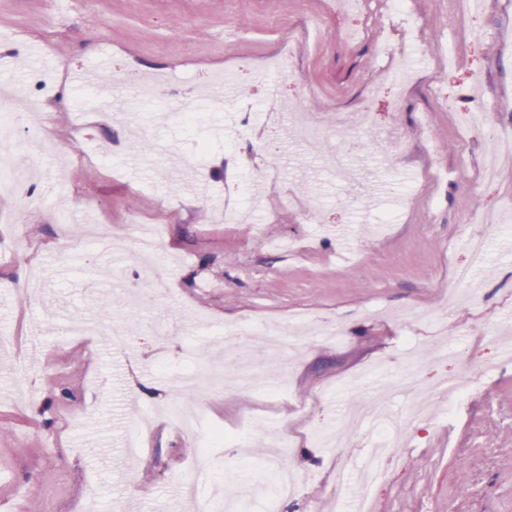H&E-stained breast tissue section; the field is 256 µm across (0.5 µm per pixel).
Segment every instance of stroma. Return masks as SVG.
<instances>
[{"mask_svg": "<svg viewBox=\"0 0 512 512\" xmlns=\"http://www.w3.org/2000/svg\"><path fill=\"white\" fill-rule=\"evenodd\" d=\"M48 40L52 53L31 54ZM285 48L289 69H267ZM103 59L116 80L167 79L138 104L137 123L88 128L80 149L70 113L98 87H69V109L54 119L57 154L17 194L0 195V213L24 212L21 223H0V512H154L159 500L166 512H191L178 481L199 466L223 481L237 512H304L313 502L341 512L371 451L343 417L358 397L352 381L373 367L394 376L411 353L435 386L463 371L485 377L454 417L441 395L428 397L433 422L398 449L373 512H512V358L502 350L512 340V166L493 183L481 178L493 134L512 136V0H486L465 24L458 0H407L402 13L390 0L354 9L338 0H0L5 89ZM401 59L411 64L402 82L392 75ZM232 70L236 96L207 98L211 75ZM272 83L289 111L316 113L327 131L337 114L366 108L372 124L298 145L285 119L270 151L260 132ZM471 110L485 125L466 134ZM143 130L173 154L131 165L127 147ZM111 141L119 147L108 164L92 158ZM261 178L272 193L258 205L251 186ZM227 201L240 205V222H216ZM386 213L394 223L376 224ZM137 222L165 227L139 281L167 278L172 293L143 309H103L105 244H129ZM475 235L486 239V261L469 293L449 300L451 266L467 263ZM300 311L337 321L344 340L312 334L281 355L288 390L260 427H244L253 393L225 386L203 398L207 425L241 433L245 455L204 454L156 416L174 376L223 367L225 326L284 324ZM64 316L104 333L71 339ZM149 320L183 329L164 338L142 329ZM115 329L140 355L114 361L106 335ZM144 378L158 388L140 400L133 390ZM22 379L29 396L20 401ZM144 417V451L126 462L121 448ZM331 424L354 447H319L316 433ZM274 433L293 439L284 454L309 479L288 502L271 500L262 473ZM341 464L354 479L339 503L329 483Z\"/></svg>", "mask_w": 512, "mask_h": 512, "instance_id": "obj_1", "label": "stroma"}]
</instances>
